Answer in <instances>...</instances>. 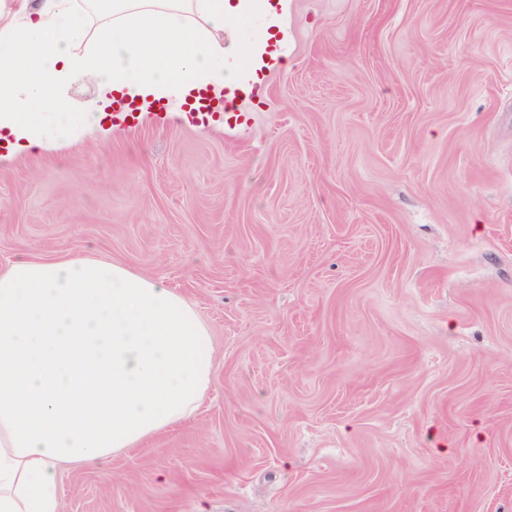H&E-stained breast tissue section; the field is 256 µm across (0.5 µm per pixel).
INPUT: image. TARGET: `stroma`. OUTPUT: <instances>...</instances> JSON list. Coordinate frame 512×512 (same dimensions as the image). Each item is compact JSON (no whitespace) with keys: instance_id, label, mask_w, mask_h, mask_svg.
I'll use <instances>...</instances> for the list:
<instances>
[{"instance_id":"obj_1","label":"stroma","mask_w":512,"mask_h":512,"mask_svg":"<svg viewBox=\"0 0 512 512\" xmlns=\"http://www.w3.org/2000/svg\"><path fill=\"white\" fill-rule=\"evenodd\" d=\"M243 126L0 151V267L95 257L213 336L196 413L60 512H512V0H288Z\"/></svg>"}]
</instances>
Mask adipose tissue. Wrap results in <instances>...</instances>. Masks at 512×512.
I'll return each instance as SVG.
<instances>
[{
	"mask_svg": "<svg viewBox=\"0 0 512 512\" xmlns=\"http://www.w3.org/2000/svg\"><path fill=\"white\" fill-rule=\"evenodd\" d=\"M287 0L0 2V143L9 152L108 132L109 107L182 111L240 97L282 66ZM261 19L235 65L224 31ZM98 96L74 107L69 88ZM212 337L162 280L97 258L0 269V512H59L61 466L102 461L191 416L212 376Z\"/></svg>",
	"mask_w": 512,
	"mask_h": 512,
	"instance_id": "adipose-tissue-1",
	"label": "adipose tissue"
}]
</instances>
